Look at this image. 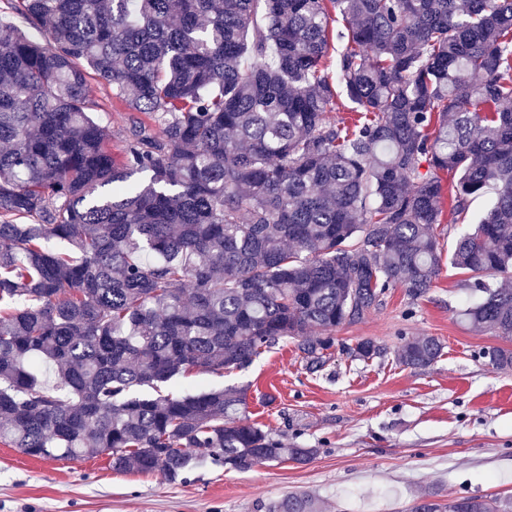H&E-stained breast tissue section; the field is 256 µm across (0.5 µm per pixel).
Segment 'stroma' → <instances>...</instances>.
Listing matches in <instances>:
<instances>
[{"label":"stroma","mask_w":512,"mask_h":512,"mask_svg":"<svg viewBox=\"0 0 512 512\" xmlns=\"http://www.w3.org/2000/svg\"><path fill=\"white\" fill-rule=\"evenodd\" d=\"M89 92L113 151H122L133 112L113 101L107 82L91 80ZM462 280L447 266L418 301L389 290L363 320L337 328L320 371L305 370L288 339L248 368L179 379L178 394L246 388L251 421L316 449L311 461L247 472L207 464L171 483L157 473L115 472L105 454L44 460L0 444V512H267L297 490L322 497L327 512H406L427 490L443 499L512 497V370L487 357L500 339L461 323ZM405 336L438 337L441 358L425 369L400 365L395 351ZM362 339L384 356L343 353Z\"/></svg>","instance_id":"1"}]
</instances>
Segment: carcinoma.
<instances>
[{
    "label": "carcinoma",
    "instance_id": "1",
    "mask_svg": "<svg viewBox=\"0 0 512 512\" xmlns=\"http://www.w3.org/2000/svg\"><path fill=\"white\" fill-rule=\"evenodd\" d=\"M94 76L145 115L119 153ZM339 99L351 120L329 116ZM0 145V443L27 455L105 452L170 482L306 462L318 449L251 422L245 388L159 389L288 338L316 372L338 326L391 288L420 298L446 264L479 294L463 318L512 340V288L483 279L512 276V0H0ZM447 202L474 223L449 253ZM442 351L405 337L395 357ZM487 356L512 368L511 348ZM321 510L301 492L269 506Z\"/></svg>",
    "mask_w": 512,
    "mask_h": 512
}]
</instances>
